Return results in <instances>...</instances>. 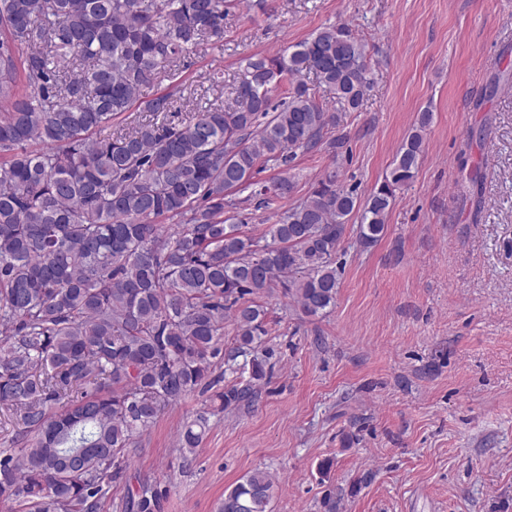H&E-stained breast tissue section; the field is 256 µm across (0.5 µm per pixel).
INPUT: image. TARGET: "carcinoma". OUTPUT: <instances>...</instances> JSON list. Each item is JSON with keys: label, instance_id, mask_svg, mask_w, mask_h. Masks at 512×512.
Here are the masks:
<instances>
[{"label": "carcinoma", "instance_id": "cac0c4a2", "mask_svg": "<svg viewBox=\"0 0 512 512\" xmlns=\"http://www.w3.org/2000/svg\"><path fill=\"white\" fill-rule=\"evenodd\" d=\"M237 3L0 0V411L15 423L0 498L14 512H100L133 440L186 395L213 391L215 358L233 375L245 357L251 378H265L259 298L280 288L306 315L333 307L347 218L361 212L360 242H377L418 168L428 111L365 201L330 179L266 233L231 213L228 195L242 187L258 209L288 195V178L256 175L336 125L300 81L272 103L278 81L309 72L345 112L369 88L366 43L328 26L286 56L246 59L231 105L175 123L172 95L141 99L152 80H177L184 53L221 40ZM136 104L152 118L112 133ZM228 312L235 335L223 352ZM254 396L252 384L228 383L209 400L222 412ZM208 430L205 414L185 424L183 454ZM273 494L269 473L253 470L221 512H272ZM163 497L143 482L125 509L160 512Z\"/></svg>", "mask_w": 512, "mask_h": 512}]
</instances>
